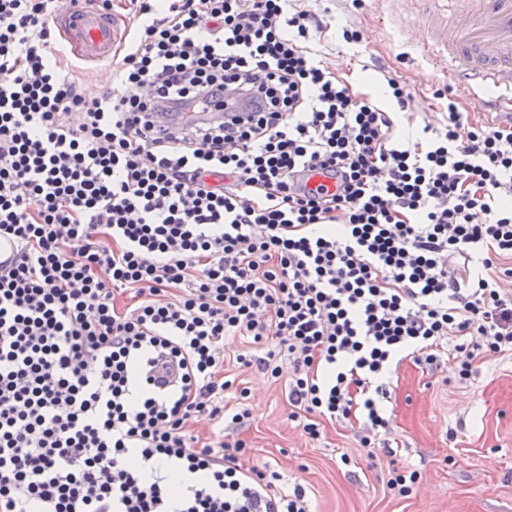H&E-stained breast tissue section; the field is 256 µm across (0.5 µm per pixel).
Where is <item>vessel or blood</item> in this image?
I'll return each instance as SVG.
<instances>
[{"label": "vessel or blood", "mask_w": 512, "mask_h": 512, "mask_svg": "<svg viewBox=\"0 0 512 512\" xmlns=\"http://www.w3.org/2000/svg\"><path fill=\"white\" fill-rule=\"evenodd\" d=\"M427 47L468 92L489 88L512 107V0H431ZM54 23L72 51L88 61L110 57L126 21L94 0H63Z\"/></svg>", "instance_id": "obj_1"}]
</instances>
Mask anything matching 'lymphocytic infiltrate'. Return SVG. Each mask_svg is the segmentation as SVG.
<instances>
[{
    "instance_id": "lymphocytic-infiltrate-1",
    "label": "lymphocytic infiltrate",
    "mask_w": 512,
    "mask_h": 512,
    "mask_svg": "<svg viewBox=\"0 0 512 512\" xmlns=\"http://www.w3.org/2000/svg\"><path fill=\"white\" fill-rule=\"evenodd\" d=\"M56 11L0 0V512H310L239 465L243 441L187 428L248 415L223 404L248 395L224 377L228 336L244 367L292 363L304 433L357 412L366 447L397 356L436 361L452 337L512 353V123L465 130L441 90V129L404 139L293 0H139L124 96L89 98ZM257 86L245 121L151 133Z\"/></svg>"
}]
</instances>
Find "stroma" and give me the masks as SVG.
<instances>
[{
    "label": "stroma",
    "mask_w": 512,
    "mask_h": 512,
    "mask_svg": "<svg viewBox=\"0 0 512 512\" xmlns=\"http://www.w3.org/2000/svg\"><path fill=\"white\" fill-rule=\"evenodd\" d=\"M327 25L316 49L327 65L355 90L368 94L389 112L397 111L379 78L396 75L411 95L399 111L403 128L439 126L444 103L437 88H457L446 72L424 57L421 37L410 36L417 11H394L383 0H301ZM359 29L360 43L343 41V27ZM242 337L224 339V367L248 388L249 416L227 428L226 443L246 444L243 467L269 466L284 489L302 485L312 512H512V355H481L469 380L457 379L460 357L445 345L436 364L411 358L386 378L382 405L388 424L374 447H362L363 419L321 421V435L310 439L288 399L293 368L281 360L279 377L247 370L236 362ZM414 470L419 480L409 495L390 490L392 469Z\"/></svg>",
    "instance_id": "1"
}]
</instances>
